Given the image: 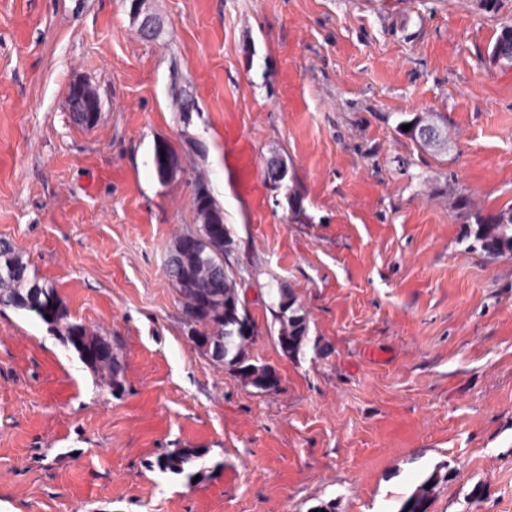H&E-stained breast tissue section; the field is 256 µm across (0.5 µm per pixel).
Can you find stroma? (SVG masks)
I'll use <instances>...</instances> for the list:
<instances>
[{
  "instance_id": "35a3bbf8",
  "label": "stroma",
  "mask_w": 512,
  "mask_h": 512,
  "mask_svg": "<svg viewBox=\"0 0 512 512\" xmlns=\"http://www.w3.org/2000/svg\"><path fill=\"white\" fill-rule=\"evenodd\" d=\"M0 0V238L124 363L112 393L31 314L0 310V512H512V255L460 200L512 207V0ZM100 100L76 124L71 82ZM436 116L447 147L400 129ZM182 172L159 179L158 143ZM308 223L264 179L272 154ZM224 209L259 327L246 384L187 338L165 259L192 182ZM289 289L309 345L282 352ZM202 448L200 478L160 472ZM480 496H473V489ZM465 223L463 240L472 239L470 250L493 259L512 254V208L489 214L467 211ZM200 454L197 448H175L159 455L154 465L163 473L180 475L185 472V465L199 458ZM447 466L440 465L428 474L416 487V489L405 499L398 512H427L430 495L441 483L448 481V469L442 473ZM430 484V488H427Z\"/></svg>"
}]
</instances>
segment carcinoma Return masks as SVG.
I'll return each mask as SVG.
<instances>
[{"label": "carcinoma", "instance_id": "cac0c4a2", "mask_svg": "<svg viewBox=\"0 0 512 512\" xmlns=\"http://www.w3.org/2000/svg\"><path fill=\"white\" fill-rule=\"evenodd\" d=\"M288 191L291 194L288 201L291 215L299 222L307 220L304 196L298 184L292 183ZM192 203L198 221L194 231L199 241L198 248L192 253L180 252V238L177 237L168 251V254L177 256L180 265V272L174 271L170 277L176 288L184 323L190 330L204 329L212 337L221 362L241 372L245 381L258 388L265 366L250 363L243 345L236 338L240 323L251 322L253 318L240 298L241 270L226 261L224 240L230 239V232L224 225V209L211 194L206 181L200 178L194 181ZM463 239L469 241L470 250L479 251L489 258L511 255L512 208L489 214L467 213ZM202 290L213 294V305L209 309L197 308L196 293ZM0 295L11 300L16 309L36 316L64 345H70L71 336L85 337L82 348L76 350L81 361L100 374L112 390L122 388L124 366L118 356L112 355V363L107 365L101 364L97 357L99 350L112 348V343L84 324L70 321L56 287L31 269L11 242L2 239ZM273 317L279 323V332L298 338L297 346L288 349L286 355L291 357L302 352L308 341V321L300 313L290 290H278ZM198 457L200 450L197 448H175L159 455L154 466L163 473H184L191 480L196 473H185V465ZM444 469L443 465L434 468L405 499L399 512H428L430 495L439 484L448 481V473Z\"/></svg>", "mask_w": 512, "mask_h": 512}]
</instances>
